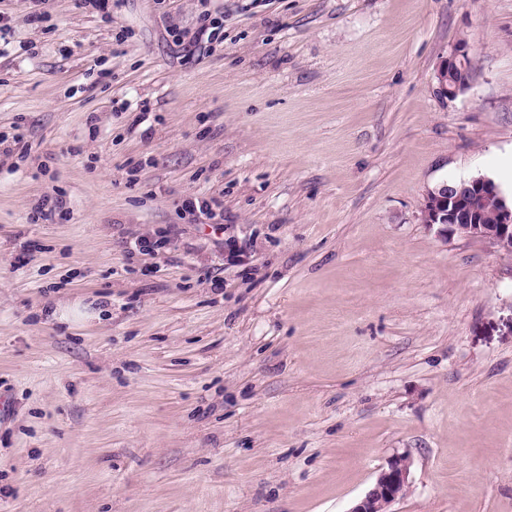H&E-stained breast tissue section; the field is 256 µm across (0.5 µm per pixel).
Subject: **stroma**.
Returning <instances> with one entry per match:
<instances>
[{"mask_svg":"<svg viewBox=\"0 0 512 512\" xmlns=\"http://www.w3.org/2000/svg\"><path fill=\"white\" fill-rule=\"evenodd\" d=\"M44 9L0 0V512H349L404 452L392 512H512V256L421 220L512 195V0ZM215 19H211V15L208 11H203L197 18V28L194 33V38L197 42H200L206 37L207 42L224 40V24H220ZM474 62L465 46L452 59L440 67L437 73L439 92L455 97L471 86Z\"/></svg>","mask_w":512,"mask_h":512,"instance_id":"stroma-1","label":"stroma"}]
</instances>
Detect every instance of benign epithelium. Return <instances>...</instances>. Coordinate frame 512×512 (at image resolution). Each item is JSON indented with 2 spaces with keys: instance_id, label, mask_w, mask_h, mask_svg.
<instances>
[{
  "instance_id": "benign-epithelium-1",
  "label": "benign epithelium",
  "mask_w": 512,
  "mask_h": 512,
  "mask_svg": "<svg viewBox=\"0 0 512 512\" xmlns=\"http://www.w3.org/2000/svg\"><path fill=\"white\" fill-rule=\"evenodd\" d=\"M474 62L466 48L440 67L437 73L439 92L454 97L469 89ZM495 201L492 223L485 224L479 203ZM425 224L442 226V231L470 237L487 238L512 255V199L507 198L492 179L480 176L444 184L427 193L422 207ZM411 458L402 453L392 456L387 468L378 475L373 486L349 512H390L409 489Z\"/></svg>"
}]
</instances>
